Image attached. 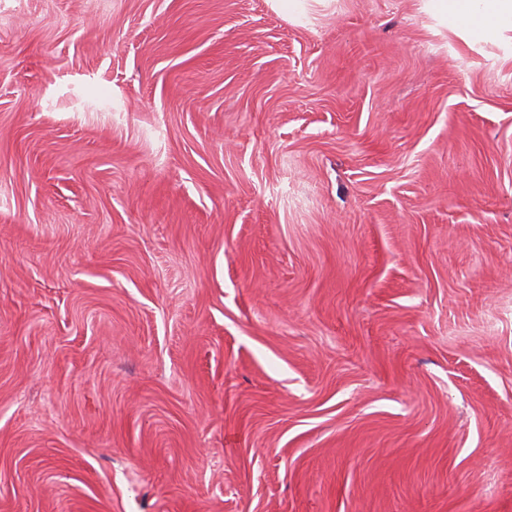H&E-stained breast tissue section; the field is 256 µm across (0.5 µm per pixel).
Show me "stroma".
<instances>
[{
  "label": "stroma",
  "mask_w": 512,
  "mask_h": 512,
  "mask_svg": "<svg viewBox=\"0 0 512 512\" xmlns=\"http://www.w3.org/2000/svg\"><path fill=\"white\" fill-rule=\"evenodd\" d=\"M0 0V512H512V18Z\"/></svg>",
  "instance_id": "stroma-1"
}]
</instances>
